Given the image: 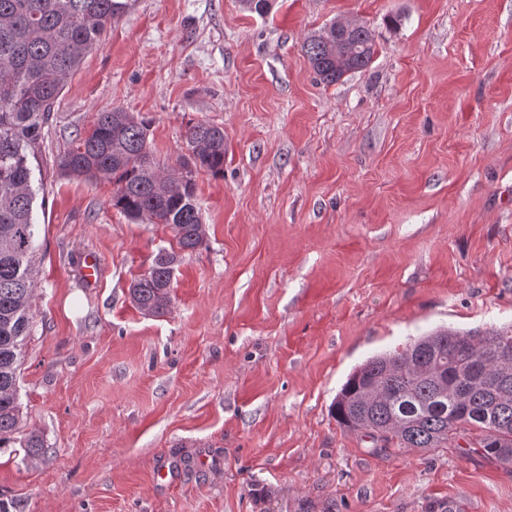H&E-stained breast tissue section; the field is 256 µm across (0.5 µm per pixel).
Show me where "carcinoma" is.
Masks as SVG:
<instances>
[{
    "mask_svg": "<svg viewBox=\"0 0 512 512\" xmlns=\"http://www.w3.org/2000/svg\"><path fill=\"white\" fill-rule=\"evenodd\" d=\"M128 7L129 0H0V448L21 429L18 376L32 331L39 250L33 174L42 130L86 51L103 44ZM303 51L328 86L367 69L375 40L359 25L338 49L333 22L308 37ZM149 128L122 108L99 112L57 165L91 181L112 177V206L133 221L171 229L178 250L158 253L129 286L135 307L158 315L170 303L179 253L205 240L193 172L224 174L225 144L223 128L197 122L186 132L189 156L165 170L149 151ZM333 413L341 427L365 433L385 452L445 448L473 428L483 454L511 464L512 330L436 331L374 356L348 376Z\"/></svg>",
    "mask_w": 512,
    "mask_h": 512,
    "instance_id": "obj_1",
    "label": "carcinoma"
}]
</instances>
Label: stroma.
I'll return each instance as SVG.
<instances>
[{
	"instance_id": "1",
	"label": "stroma",
	"mask_w": 512,
	"mask_h": 512,
	"mask_svg": "<svg viewBox=\"0 0 512 512\" xmlns=\"http://www.w3.org/2000/svg\"><path fill=\"white\" fill-rule=\"evenodd\" d=\"M339 20L376 53L326 86L301 46ZM115 107L150 121L164 166L189 126L224 129L223 174L194 177L205 243L160 316L129 286L171 230L55 163ZM39 166L19 393L44 446L0 449L6 512H512V463L387 453L330 412L371 356L512 326V0H274L265 17L131 0L68 79Z\"/></svg>"
}]
</instances>
